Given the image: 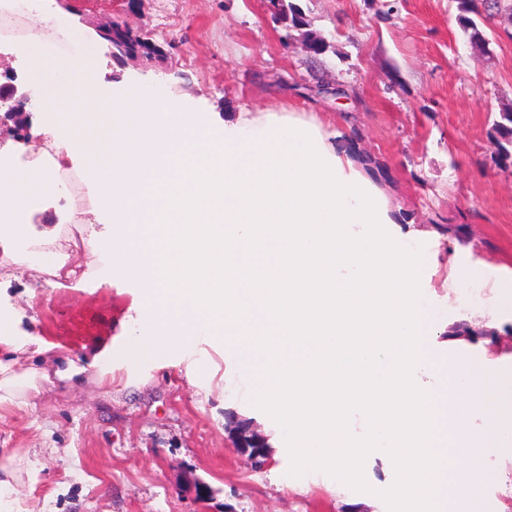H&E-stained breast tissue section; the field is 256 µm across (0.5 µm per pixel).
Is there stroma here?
<instances>
[{"mask_svg":"<svg viewBox=\"0 0 512 512\" xmlns=\"http://www.w3.org/2000/svg\"><path fill=\"white\" fill-rule=\"evenodd\" d=\"M304 23L289 27L280 6ZM89 30L119 22L150 38L153 58L124 65L100 48L97 91L120 94L137 81L206 104L218 121L297 119L342 132L384 166L382 192L425 246L421 291L439 320L431 354L442 367L456 345L475 370L512 384V309L501 305L512 280V167L491 159L488 131L512 105V0H480L470 40L455 0H62ZM324 42L322 54L307 49ZM477 277L448 287L450 262ZM485 288L482 305L472 288ZM140 281L115 270L48 284L26 270L0 284V309L25 335L69 356L113 353L111 380L82 387L40 383L25 402L0 404V448L14 452V512H387L375 492L394 480L389 457L373 455V493L351 491L314 471L288 476L280 428L250 402L235 351L221 338L186 353L160 355ZM139 338L126 363L121 349ZM249 421L269 445L261 465L236 449V424ZM512 435L480 467L485 512H512Z\"/></svg>","mask_w":512,"mask_h":512,"instance_id":"1","label":"stroma"}]
</instances>
